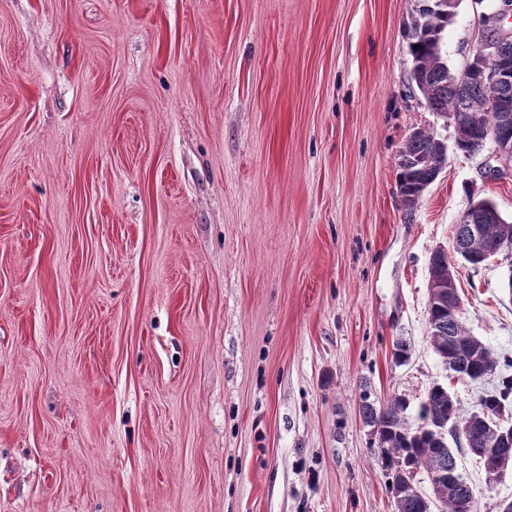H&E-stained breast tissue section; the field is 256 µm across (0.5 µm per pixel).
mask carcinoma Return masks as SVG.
<instances>
[{
    "mask_svg": "<svg viewBox=\"0 0 512 512\" xmlns=\"http://www.w3.org/2000/svg\"><path fill=\"white\" fill-rule=\"evenodd\" d=\"M432 2L421 0L411 16L409 84L431 111L453 117L456 150L475 154L485 146V130L500 123V102L506 100L512 105V79L501 84L460 81L443 52L444 34L455 14L427 8ZM446 161L447 146L439 136L422 131L409 135L399 151L397 182L411 206L418 204L422 190L438 178ZM470 223L477 227V233L472 235L465 225L458 224L453 242L463 243L471 257L481 256L499 241L512 240V223L489 200L471 207ZM428 316L430 344L457 377L476 381L497 370L498 357L470 334L459 313L451 314L445 306L435 308ZM511 395L512 379L504 381L500 391L480 398L477 410L463 414L448 388L436 384L429 388L412 416L408 413L410 402L402 396L382 400L363 394L360 416L380 437L374 457L381 460L387 472V490L397 512H427L428 508L424 494H408L401 489L404 477L398 469L399 462H414L429 478L456 470V454L448 447L450 438L484 464L495 460L497 468L503 470L512 463V437L505 441L501 435V417ZM461 502L466 504V512H474V490L463 478L446 486L439 506L442 512H460Z\"/></svg>",
    "mask_w": 512,
    "mask_h": 512,
    "instance_id": "obj_1",
    "label": "carcinoma"
}]
</instances>
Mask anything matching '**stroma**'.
<instances>
[{
    "label": "stroma",
    "mask_w": 512,
    "mask_h": 512,
    "mask_svg": "<svg viewBox=\"0 0 512 512\" xmlns=\"http://www.w3.org/2000/svg\"><path fill=\"white\" fill-rule=\"evenodd\" d=\"M495 5L458 0L451 68ZM414 7L0 0V512H395L360 397L498 385L434 352L428 265L476 201L512 221V165L409 87ZM416 128L449 150L410 211ZM455 275L512 358V257Z\"/></svg>",
    "instance_id": "obj_1"
}]
</instances>
